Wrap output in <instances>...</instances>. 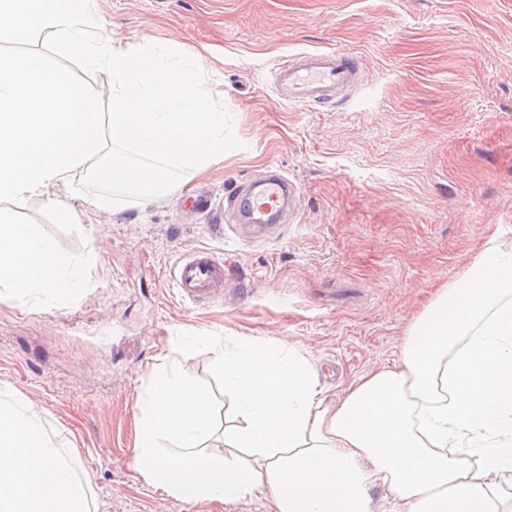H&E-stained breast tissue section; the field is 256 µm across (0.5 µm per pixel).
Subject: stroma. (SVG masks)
I'll return each instance as SVG.
<instances>
[{"mask_svg":"<svg viewBox=\"0 0 512 512\" xmlns=\"http://www.w3.org/2000/svg\"><path fill=\"white\" fill-rule=\"evenodd\" d=\"M98 10L116 36L199 53L234 150L88 226L26 206L21 220L60 251L93 254V287L66 307L0 300V385L45 411L97 512H276L259 492L218 504L150 487L130 466L137 398L175 358L210 392L220 455L233 408L220 348L180 349L183 332L295 344L335 404L354 377L399 363L436 286L489 238H512V0H98ZM314 50L363 63L359 89L329 111L273 90L286 56ZM270 165L301 189L286 232L242 241L234 213L218 225L196 209L202 193L223 205L226 187ZM198 248L224 260V298L210 307L183 301L165 275Z\"/></svg>","mask_w":512,"mask_h":512,"instance_id":"obj_1","label":"stroma"}]
</instances>
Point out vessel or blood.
Listing matches in <instances>:
<instances>
[{"instance_id": "1", "label": "vessel or blood", "mask_w": 512, "mask_h": 512, "mask_svg": "<svg viewBox=\"0 0 512 512\" xmlns=\"http://www.w3.org/2000/svg\"><path fill=\"white\" fill-rule=\"evenodd\" d=\"M358 56L337 51L298 52L288 55L275 73L278 97L315 110L335 104L337 97L354 87L361 73ZM299 191L277 167L248 185H238L224 195L227 209L238 213L245 237L262 239L281 231L297 216ZM168 277L183 300L206 305L223 297L224 262L207 249L182 256L170 267Z\"/></svg>"}]
</instances>
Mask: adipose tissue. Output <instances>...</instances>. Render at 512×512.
<instances>
[{
  "label": "adipose tissue",
  "instance_id": "obj_1",
  "mask_svg": "<svg viewBox=\"0 0 512 512\" xmlns=\"http://www.w3.org/2000/svg\"><path fill=\"white\" fill-rule=\"evenodd\" d=\"M0 299L63 306L86 290L89 259L61 253L17 209L39 201L81 223L60 197L91 176L152 200L178 170L222 163L233 145L200 55L117 38L97 0H0ZM97 74L91 93L34 44ZM233 424L225 455L208 392L179 364L140 393L132 463L153 487L188 502L231 503L261 491L277 512H512V241L490 239L437 289L409 329L399 364L353 378L339 404L291 343L223 345ZM0 512H92V499L47 434L43 411L0 386Z\"/></svg>",
  "mask_w": 512,
  "mask_h": 512
}]
</instances>
